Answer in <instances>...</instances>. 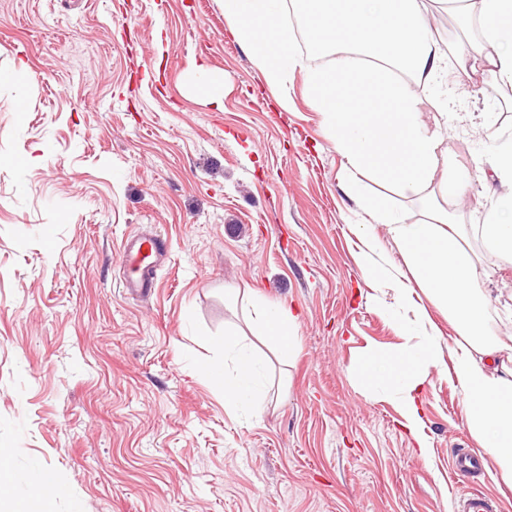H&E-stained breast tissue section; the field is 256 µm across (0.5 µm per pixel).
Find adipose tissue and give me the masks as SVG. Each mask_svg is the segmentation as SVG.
<instances>
[{"label":"adipose tissue","instance_id":"ef3b65f1","mask_svg":"<svg viewBox=\"0 0 512 512\" xmlns=\"http://www.w3.org/2000/svg\"><path fill=\"white\" fill-rule=\"evenodd\" d=\"M480 38L469 45L500 82L512 85V0H474ZM224 17L233 38L244 45L268 86L288 107V76L299 70L337 151L345 160L344 192L374 223L386 225L402 248L409 273L391 271L378 256L369 232H361L366 274L390 281L399 306L415 317L398 321L407 343L396 353L361 352L355 379L362 391H380L398 406L405 429L420 455L430 443L423 431L417 395L442 359V340L427 309L416 303L424 291L447 313L457 339L452 350L455 383L465 398V421L498 476L512 483V368L500 364L505 344L487 325L488 295L476 262L459 243L463 234L447 211L431 209V223L406 224L385 204L364 192V179L418 193L436 173L447 176L444 194L461 196L470 174L440 149L447 112L432 122L421 117L419 89L428 88L448 68V52L433 35L424 0H304L302 25L316 55L331 54L333 66L313 67L298 52L287 17L286 0H224ZM477 231L493 252L512 260V193L498 199ZM249 330L268 341L274 359L260 356L238 339L224 342V358L199 372L223 393L225 406L239 417L251 416L269 393L272 362L287 363L296 350V318L282 306L252 304L244 316ZM0 448V501L10 512H53L58 493L50 470L38 467L20 478ZM29 492L15 495L19 481Z\"/></svg>","mask_w":512,"mask_h":512}]
</instances>
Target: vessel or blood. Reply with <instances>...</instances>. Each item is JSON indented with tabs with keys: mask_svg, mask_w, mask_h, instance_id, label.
Here are the masks:
<instances>
[{
	"mask_svg": "<svg viewBox=\"0 0 512 512\" xmlns=\"http://www.w3.org/2000/svg\"><path fill=\"white\" fill-rule=\"evenodd\" d=\"M167 259V248L157 237H137L127 240L122 255L124 266L123 286L130 295L153 292L156 287L154 273ZM483 458L480 453L464 451L457 453L453 460L452 472L466 478L481 470ZM458 512H498L496 501L489 496L475 492L459 499Z\"/></svg>",
	"mask_w": 512,
	"mask_h": 512,
	"instance_id": "b4317fda",
	"label": "vessel or blood"
}]
</instances>
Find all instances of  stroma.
<instances>
[{"label": "stroma", "instance_id": "1", "mask_svg": "<svg viewBox=\"0 0 512 512\" xmlns=\"http://www.w3.org/2000/svg\"><path fill=\"white\" fill-rule=\"evenodd\" d=\"M193 65L223 74L221 104L187 91ZM288 92L284 110L221 0H0V447L17 473L53 471L54 512H455L450 463L476 442L453 360L420 392L418 456L395 403L353 378L360 351L402 341L354 228L400 267L403 251L344 193L301 71ZM429 93L472 174L463 199L366 190L405 223L432 197L463 225L507 336L512 262L474 227L505 191L489 162L512 86L452 60ZM140 234L169 252L145 299L122 287ZM228 288L297 318V353L246 421L191 370L244 325Z\"/></svg>", "mask_w": 512, "mask_h": 512}]
</instances>
